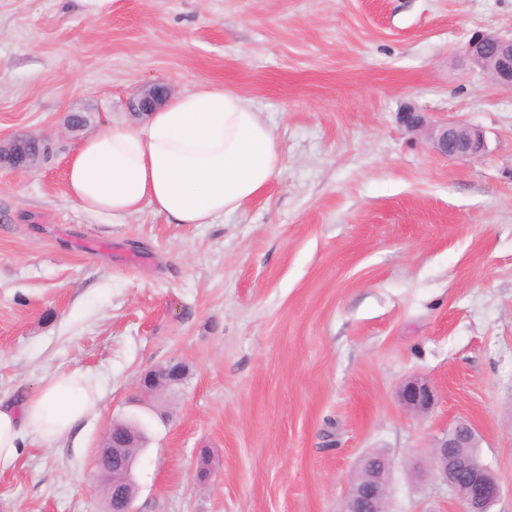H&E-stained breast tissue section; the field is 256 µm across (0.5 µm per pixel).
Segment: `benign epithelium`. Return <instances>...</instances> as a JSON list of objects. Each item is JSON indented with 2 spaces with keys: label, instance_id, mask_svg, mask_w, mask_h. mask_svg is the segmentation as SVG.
Returning <instances> with one entry per match:
<instances>
[{
  "label": "benign epithelium",
  "instance_id": "1",
  "mask_svg": "<svg viewBox=\"0 0 512 512\" xmlns=\"http://www.w3.org/2000/svg\"><path fill=\"white\" fill-rule=\"evenodd\" d=\"M466 55L487 72L494 83L512 90V37L479 32L468 41ZM167 95L168 88L164 85L146 84L130 101V108L135 115L144 116ZM428 137L436 151L451 159H474L487 149L481 129L458 122L434 125ZM399 400L407 411L424 416L434 406L436 394L430 383L411 379L400 388ZM463 440H478L477 430L466 420L459 421L437 440L431 456L433 474L457 496L460 512H492L501 496L499 479H487L490 468L479 457L463 463L448 454V449L458 447ZM390 466V460L384 458L365 467L359 480L350 485L341 512H382Z\"/></svg>",
  "mask_w": 512,
  "mask_h": 512
}]
</instances>
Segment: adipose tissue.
I'll return each instance as SVG.
<instances>
[{"mask_svg": "<svg viewBox=\"0 0 512 512\" xmlns=\"http://www.w3.org/2000/svg\"><path fill=\"white\" fill-rule=\"evenodd\" d=\"M281 170L271 126L224 87L168 97L145 123H108L67 165L69 195L87 213L122 223L151 206L177 224H212L243 208ZM97 381L79 369L52 373L21 403L0 399V472L24 437H69L100 409Z\"/></svg>", "mask_w": 512, "mask_h": 512, "instance_id": "adipose-tissue-1", "label": "adipose tissue"}]
</instances>
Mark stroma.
Segmentation results:
<instances>
[{
    "label": "stroma",
    "mask_w": 512,
    "mask_h": 512,
    "mask_svg": "<svg viewBox=\"0 0 512 512\" xmlns=\"http://www.w3.org/2000/svg\"><path fill=\"white\" fill-rule=\"evenodd\" d=\"M476 31L512 34V0H0V137L52 145L0 169V397L73 368L103 394L0 473V512H101L95 459L131 415L134 512H339L375 450L388 512H458L429 459L462 418L512 512V91L470 63ZM148 83L240 94L280 174L215 224L82 210L66 115L129 118ZM410 108L487 152L448 159ZM167 362L187 374L161 418L137 381ZM415 377L436 389L422 417L398 400Z\"/></svg>",
    "instance_id": "obj_1"
}]
</instances>
